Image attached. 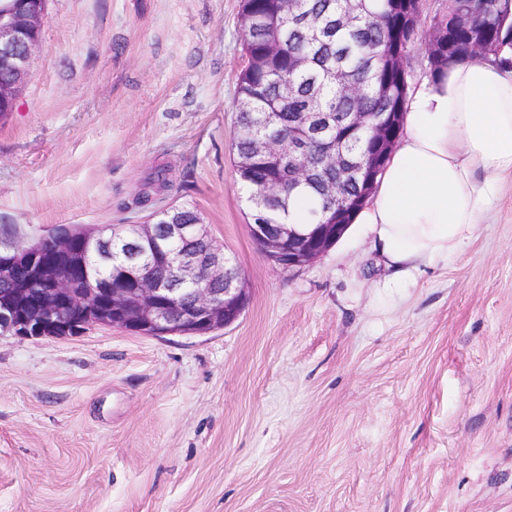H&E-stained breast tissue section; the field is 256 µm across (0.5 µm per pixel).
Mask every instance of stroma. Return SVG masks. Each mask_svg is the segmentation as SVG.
<instances>
[{"label": "stroma", "instance_id": "1", "mask_svg": "<svg viewBox=\"0 0 512 512\" xmlns=\"http://www.w3.org/2000/svg\"><path fill=\"white\" fill-rule=\"evenodd\" d=\"M241 11L47 4L0 120V239L172 203L235 258L249 302L201 336L0 335V512H512V181L470 245L406 287L386 288L357 224L277 268L231 150Z\"/></svg>", "mask_w": 512, "mask_h": 512}]
</instances>
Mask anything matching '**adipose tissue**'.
Segmentation results:
<instances>
[{"instance_id": "1", "label": "adipose tissue", "mask_w": 512, "mask_h": 512, "mask_svg": "<svg viewBox=\"0 0 512 512\" xmlns=\"http://www.w3.org/2000/svg\"><path fill=\"white\" fill-rule=\"evenodd\" d=\"M512 180V74L458 62L407 92L401 135L353 218L401 288L460 253Z\"/></svg>"}]
</instances>
